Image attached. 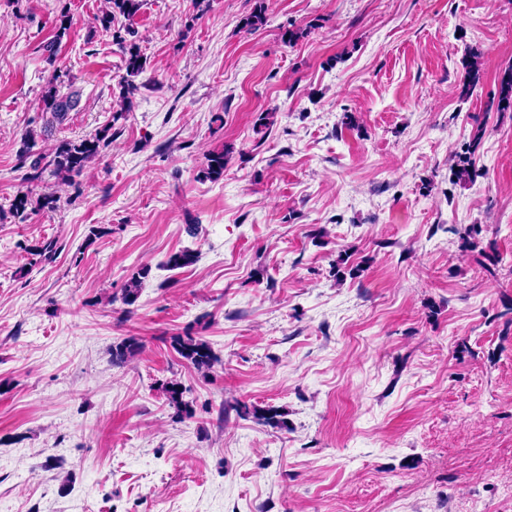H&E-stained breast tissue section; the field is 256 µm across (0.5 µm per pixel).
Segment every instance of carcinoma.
Segmentation results:
<instances>
[{"label": "carcinoma", "instance_id": "1", "mask_svg": "<svg viewBox=\"0 0 512 512\" xmlns=\"http://www.w3.org/2000/svg\"><path fill=\"white\" fill-rule=\"evenodd\" d=\"M109 9L105 10L99 17V21L103 28L109 29L117 16L131 18L142 7V0H108ZM267 23V8L264 2H259L256 9L245 18L243 27L248 30H256ZM116 44L119 51L123 55L126 77H124V91L118 109L113 111L112 122L116 123L125 118V114L129 109L127 103L128 95L133 93L136 86L132 82V78L137 77L146 70V57L141 52L139 45L135 43H127L122 37H116ZM466 70V88L472 89L476 87L480 81V64L479 55L475 51H470L463 61ZM58 75H53L49 81V88L42 96L43 111L50 114V118L60 121L71 111L75 105L77 93L71 91L67 94L60 93L57 86ZM496 111L500 113L512 112V65L505 68L500 75L498 96L496 102ZM485 130L478 128L474 134L472 141L465 148L452 155L450 159V169L453 175V182L467 183L474 180L476 170L472 160L476 148L480 144ZM106 134L100 133L93 137L83 138L78 141H63L58 144L50 152H33L36 146L35 138L29 134L23 141L20 150L19 159L21 164H29L30 172L26 174L25 179L35 181L42 177L46 171L51 175L69 183L76 181L86 168L96 159L100 157L101 145ZM232 147L224 146L222 150H213L205 155V162L201 169L200 177L213 183L224 178V170L226 168ZM57 198L52 194H42L37 198L29 195V193L21 192L13 200L12 210L21 213L27 208L33 209H53L56 207ZM196 262V254L191 250H182L172 254L165 266L171 269L183 268ZM150 272V268L144 266L134 274L124 289L121 297L123 305L127 306L125 312H130V306L135 304L139 297V292L145 279ZM174 348L177 353L187 360L193 367L202 372H209L216 358L211 351L207 342L195 336H178L174 339ZM139 350V346L132 340L123 341L112 348V361L116 363H124L128 359L134 357ZM165 390L170 401L178 408V411L190 413L188 406L182 402L181 386L178 381L172 380L167 383ZM242 414L245 416L253 415V417L263 420L269 424L283 426L285 421L280 419L282 413L277 410L267 409L261 410L255 408L253 410L248 407H242Z\"/></svg>", "mask_w": 512, "mask_h": 512}]
</instances>
